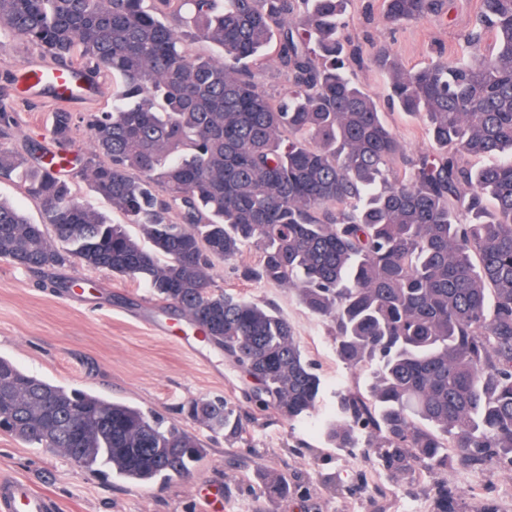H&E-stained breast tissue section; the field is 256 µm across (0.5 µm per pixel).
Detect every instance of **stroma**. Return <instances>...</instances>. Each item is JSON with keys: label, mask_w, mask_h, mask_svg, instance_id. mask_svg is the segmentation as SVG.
<instances>
[{"label": "stroma", "mask_w": 512, "mask_h": 512, "mask_svg": "<svg viewBox=\"0 0 512 512\" xmlns=\"http://www.w3.org/2000/svg\"><path fill=\"white\" fill-rule=\"evenodd\" d=\"M476 4L453 0L440 16L391 27L382 19L381 0H352L347 34L365 53L384 44L406 67H419L437 48L455 54ZM41 59L24 39L0 34V100L15 112L13 137L45 144L56 99L47 91L29 92L20 81L24 68ZM258 259L247 248L217 264L213 285L272 302L292 324L323 383L308 422L291 425L258 407L223 350L201 341L186 318L162 308L143 284L76 261L41 272L0 261V356L53 383L153 412L206 447L185 476L137 485L0 433V472L51 494L61 512H436L434 488L442 479L458 498V512H512L511 466L453 463L444 472L396 475L364 449L331 447L317 421L335 413L339 393L367 389L371 378L338 359L328 325L307 313L296 290L241 279L240 267ZM62 278L87 280L91 287L56 291L52 283ZM198 397L228 401L242 419V433L217 434L188 418L183 407ZM269 471L287 478L284 496L265 495Z\"/></svg>", "instance_id": "obj_1"}]
</instances>
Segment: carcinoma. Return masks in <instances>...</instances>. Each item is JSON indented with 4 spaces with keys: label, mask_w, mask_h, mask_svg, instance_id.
Listing matches in <instances>:
<instances>
[{
    "label": "carcinoma",
    "mask_w": 512,
    "mask_h": 512,
    "mask_svg": "<svg viewBox=\"0 0 512 512\" xmlns=\"http://www.w3.org/2000/svg\"><path fill=\"white\" fill-rule=\"evenodd\" d=\"M347 5L0 0L1 32L83 65L92 82L112 78V104L86 117L90 150L76 160L47 158L32 138L0 143V179L42 207L34 222L0 199V260L41 271L76 259L143 284L253 380L259 407L302 423L322 381L292 325L269 302L212 288L215 262L254 247L241 277L297 290L330 323L337 357L371 370L370 388L341 393L322 424L333 447L361 445L396 474L451 457L512 465V0H478L462 55L417 69L350 46ZM447 6L382 0V18L423 21ZM197 42L213 53L193 52ZM270 50L288 78L280 98L258 80ZM368 60L428 149L407 153L356 81ZM14 125L0 101V140ZM76 128L65 109L49 116L61 150ZM74 163L126 223L73 195L57 166ZM187 414L243 431L222 400L194 399ZM0 433L131 482L181 477L205 454L174 424L3 357ZM263 485L287 492L273 471ZM435 495L437 512H457L447 485Z\"/></svg>",
    "instance_id": "cac0c4a2"
}]
</instances>
